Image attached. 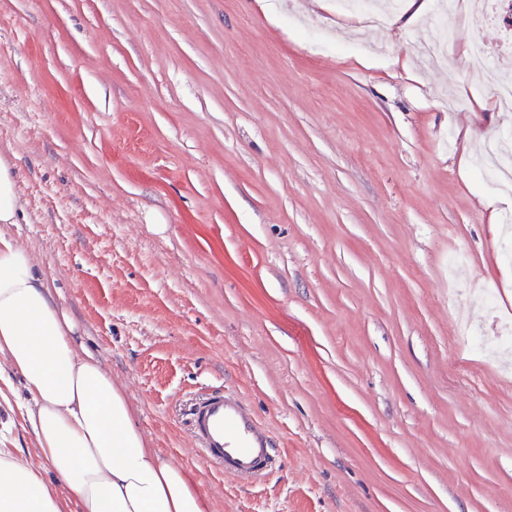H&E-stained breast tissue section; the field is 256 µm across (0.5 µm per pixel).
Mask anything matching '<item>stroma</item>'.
Instances as JSON below:
<instances>
[{
	"instance_id": "35a3bbf8",
	"label": "stroma",
	"mask_w": 512,
	"mask_h": 512,
	"mask_svg": "<svg viewBox=\"0 0 512 512\" xmlns=\"http://www.w3.org/2000/svg\"><path fill=\"white\" fill-rule=\"evenodd\" d=\"M270 2L0 0L8 230L211 512H512V350L451 340L512 327L482 207L512 109L469 125L494 96L459 64L480 40L512 77V26ZM219 387L277 444L262 480L196 451ZM17 207L14 177L8 165L0 160V224H15Z\"/></svg>"
}]
</instances>
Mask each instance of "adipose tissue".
I'll use <instances>...</instances> for the list:
<instances>
[{
    "mask_svg": "<svg viewBox=\"0 0 512 512\" xmlns=\"http://www.w3.org/2000/svg\"><path fill=\"white\" fill-rule=\"evenodd\" d=\"M15 380L36 452L0 448V512H208L193 478L151 448L111 373L79 345L33 254L0 230V383Z\"/></svg>",
    "mask_w": 512,
    "mask_h": 512,
    "instance_id": "adipose-tissue-1",
    "label": "adipose tissue"
}]
</instances>
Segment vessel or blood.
Instances as JSON below:
<instances>
[{
  "mask_svg": "<svg viewBox=\"0 0 512 512\" xmlns=\"http://www.w3.org/2000/svg\"><path fill=\"white\" fill-rule=\"evenodd\" d=\"M193 432L200 457L224 473L255 481L272 467L276 445L236 394H206L193 410Z\"/></svg>",
  "mask_w": 512,
  "mask_h": 512,
  "instance_id": "1",
  "label": "vessel or blood"
}]
</instances>
